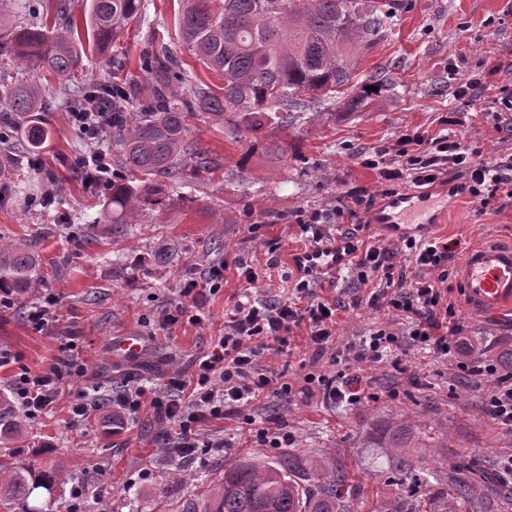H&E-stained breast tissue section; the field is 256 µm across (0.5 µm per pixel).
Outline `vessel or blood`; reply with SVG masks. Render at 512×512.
Masks as SVG:
<instances>
[{
    "label": "vessel or blood",
    "instance_id": "b4317fda",
    "mask_svg": "<svg viewBox=\"0 0 512 512\" xmlns=\"http://www.w3.org/2000/svg\"><path fill=\"white\" fill-rule=\"evenodd\" d=\"M448 202V192L411 191L384 200L375 210L372 222L390 235L424 230L439 224ZM464 297L481 311L498 315L512 313V245L482 244L465 254L458 272ZM114 356L137 361L149 348L141 335L124 333L113 337Z\"/></svg>",
    "mask_w": 512,
    "mask_h": 512
}]
</instances>
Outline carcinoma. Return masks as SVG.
Listing matches in <instances>:
<instances>
[{
    "label": "carcinoma",
    "mask_w": 512,
    "mask_h": 512,
    "mask_svg": "<svg viewBox=\"0 0 512 512\" xmlns=\"http://www.w3.org/2000/svg\"><path fill=\"white\" fill-rule=\"evenodd\" d=\"M176 28L180 46L224 82L219 89L189 76L178 53L161 43L144 60L147 107L112 109V160L136 180H112L100 222L112 225V244L161 201L187 170L207 171L213 161L202 147L186 142L192 115L224 121V138L246 145L264 128L288 130L310 95L318 108L347 94L355 78L356 54L375 43L393 17L389 0H367L357 11L353 0H180ZM143 0H90L83 13L87 39L67 0H45L43 12L27 22L0 9V60L11 59L60 82L81 70L87 49L108 51L130 24L141 22ZM43 85L13 80L0 72V184H16L21 160L47 147L50 131L40 111ZM40 236L0 237V296L20 299L42 282ZM25 420L7 392L0 390V444L20 438ZM412 427L393 428L386 447L395 467L413 479L404 449L412 447ZM62 467L0 462V512H41L29 504L39 489L52 491ZM448 484L454 495L441 512H468L490 495L508 505L512 490L476 478L470 466L457 467ZM345 476L332 456L318 465L285 452L273 461L224 462V479L204 499L199 512H346Z\"/></svg>",
    "instance_id": "1"
}]
</instances>
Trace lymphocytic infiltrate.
Wrapping results in <instances>:
<instances>
[{"label": "lymphocytic infiltrate", "instance_id": "obj_1", "mask_svg": "<svg viewBox=\"0 0 512 512\" xmlns=\"http://www.w3.org/2000/svg\"><path fill=\"white\" fill-rule=\"evenodd\" d=\"M111 116L112 93L108 90L92 92L88 107L72 108L69 114L71 123L91 146L87 155L76 160L74 173L97 190L107 189L112 181L109 156L102 148L112 135ZM396 143L397 151L388 166H380L374 158L366 161L367 166L381 168L383 179L389 181L384 196L395 195L396 185L407 182L417 187L434 184L452 164L469 179L473 196L501 194L512 199V164L473 161L455 132L437 137L406 132ZM404 252L410 264L399 261V254ZM344 253L358 269L361 285L370 288L369 304L391 308L394 315L392 327L376 329L352 345L355 362L395 366L407 346L429 349L444 358L472 354L473 347L462 337L461 326L448 322L454 311L443 287L448 279L447 243L410 238L396 245L377 238L362 249L347 244ZM293 286L296 296L288 301L250 298L235 302L225 315L223 336L200 358L193 378L175 370L158 390L131 386L119 396V409L132 415L142 405H150L158 421L172 430L163 440L162 451L188 457L210 447L205 428L210 421L223 418L225 410L241 408L269 388L289 396L291 385L275 383L271 370L262 364L265 350L287 352L291 333L301 326L312 345L325 349L336 333L338 308L336 302L320 296L309 281L297 279ZM74 367L72 358L61 357L40 371L15 375L13 394L27 419H38L51 409ZM472 372L477 376L497 375L492 364L474 366ZM497 377L485 398L484 412L496 424L512 427V375Z\"/></svg>", "mask_w": 512, "mask_h": 512}]
</instances>
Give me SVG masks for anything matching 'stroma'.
<instances>
[{"label":"stroma","instance_id":"obj_1","mask_svg":"<svg viewBox=\"0 0 512 512\" xmlns=\"http://www.w3.org/2000/svg\"><path fill=\"white\" fill-rule=\"evenodd\" d=\"M144 6L145 22L130 26L105 54L91 52L84 59L86 72L99 83L127 90L135 111L144 102L141 59L173 26L178 0H144ZM380 71L394 81L364 104L340 98L327 104L321 121L299 118L288 132L284 158L265 151L275 132H266L248 152L225 140L223 122L190 118L187 139L209 149L213 171L179 187L117 246L109 225L96 222L103 193L85 188L70 172L75 156L86 149L68 119L77 84L51 86L44 112L51 130L48 147L35 164L22 166L27 193L0 198V236L23 238L48 227L40 244L48 275L34 295L54 297L53 317L37 329L28 320L30 300L0 309V346L19 358L0 368V389L9 387L18 368L39 371L70 352L87 371L69 378L50 413L27 421L21 441L0 447L2 461L38 467L57 461L71 472L53 491L37 490L31 505L41 512H196L223 477L225 461L279 456V449L249 437L247 413L282 428L290 437L289 451L312 462L333 454L348 475L351 512H378L394 500L417 512H438L448 474L463 462L497 480H512L503 470L512 456V429L484 414L488 384L470 376L457 359L410 353L398 370L364 366L362 375L376 398L358 406H336L318 390L303 391L307 374L348 370L351 345L392 320L385 307L356 303L357 275L346 269L321 290L324 298L344 303L326 351L317 352L300 327L292 333L290 357L263 359L274 371H287L298 387L290 400L263 397L246 413L212 422L210 437L218 448L188 465L160 451L162 429L150 408L129 417L122 433L109 428L112 400L127 382L159 387L173 368L194 372L196 360L223 334L224 315L244 290L259 299L282 296L280 274L292 269V256L307 243L298 215L328 213L336 231L356 230L365 241L380 236L369 222L370 210L354 216L335 212L345 192L368 196L377 190L380 176L361 165V155L394 145L406 130L439 133L440 117L452 112L462 145L485 159L512 160V111L504 106L512 100V0H401L380 41L361 53L355 82L364 84ZM464 84L472 87V103L456 97ZM51 177L60 188L59 206L31 204V194ZM447 185L446 222L434 235L452 245L448 298L454 319L477 353L505 375L512 372V316H491L468 305L456 276L468 248L512 243V200L499 194L483 203L458 191L457 180ZM92 222L97 228L87 242L82 228ZM218 263L226 266L219 291L186 293L190 282H204ZM244 265L262 273V280L247 285ZM178 306L199 314L201 323L162 329L161 310ZM131 330L150 337L149 350L136 364L114 361L107 339ZM85 396L98 406L86 418H75L71 406ZM405 420L414 421L421 440L409 451L413 482L397 475L395 456L384 441ZM76 475L83 489L78 498L72 495Z\"/></svg>","mask_w":512,"mask_h":512}]
</instances>
